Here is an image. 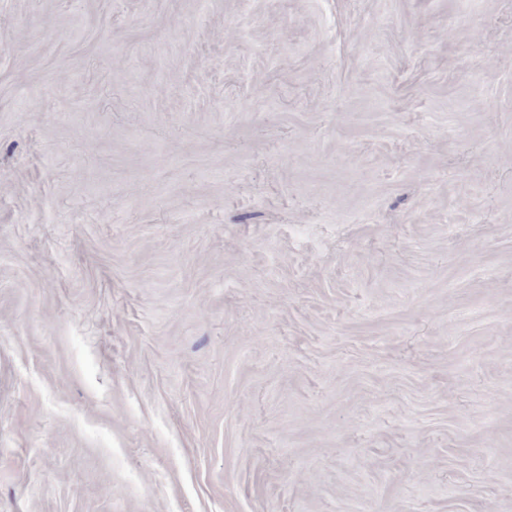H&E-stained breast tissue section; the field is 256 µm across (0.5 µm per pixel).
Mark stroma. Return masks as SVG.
<instances>
[{
  "instance_id": "35a3bbf8",
  "label": "stroma",
  "mask_w": 512,
  "mask_h": 512,
  "mask_svg": "<svg viewBox=\"0 0 512 512\" xmlns=\"http://www.w3.org/2000/svg\"><path fill=\"white\" fill-rule=\"evenodd\" d=\"M0 512H512V0H0Z\"/></svg>"
}]
</instances>
